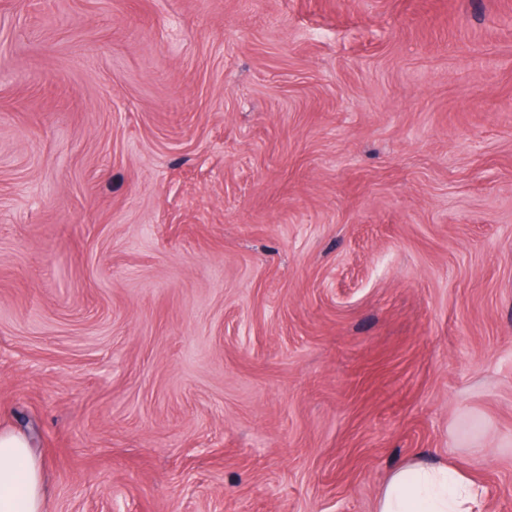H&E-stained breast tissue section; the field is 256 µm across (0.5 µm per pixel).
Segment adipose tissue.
Wrapping results in <instances>:
<instances>
[{
    "instance_id": "obj_1",
    "label": "adipose tissue",
    "mask_w": 512,
    "mask_h": 512,
    "mask_svg": "<svg viewBox=\"0 0 512 512\" xmlns=\"http://www.w3.org/2000/svg\"><path fill=\"white\" fill-rule=\"evenodd\" d=\"M44 469L30 442L0 431V512H44ZM485 489L447 464L419 457L395 470L375 512H483Z\"/></svg>"
}]
</instances>
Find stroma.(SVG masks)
Wrapping results in <instances>:
<instances>
[{
    "label": "stroma",
    "mask_w": 512,
    "mask_h": 512,
    "mask_svg": "<svg viewBox=\"0 0 512 512\" xmlns=\"http://www.w3.org/2000/svg\"><path fill=\"white\" fill-rule=\"evenodd\" d=\"M0 429L46 512H512V0H0ZM484 506L481 484L422 455L391 474L377 498L375 512H484Z\"/></svg>",
    "instance_id": "stroma-1"
}]
</instances>
